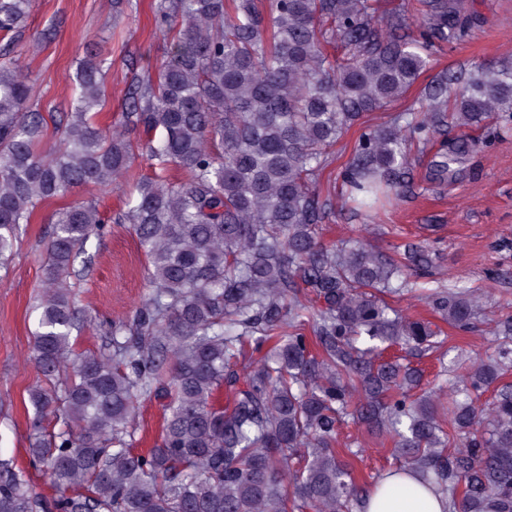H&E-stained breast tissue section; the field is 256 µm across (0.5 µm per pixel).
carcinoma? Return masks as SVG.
Segmentation results:
<instances>
[{
	"label": "carcinoma",
	"instance_id": "obj_1",
	"mask_svg": "<svg viewBox=\"0 0 512 512\" xmlns=\"http://www.w3.org/2000/svg\"><path fill=\"white\" fill-rule=\"evenodd\" d=\"M31 0H0V33L17 37ZM418 32L385 23L382 0H177L161 10L171 53L129 92L119 128L95 117L104 62L80 65L60 145L39 150L44 118L28 110L18 60L0 65V265L37 205L94 184L110 187L141 148L174 164L176 184L140 182L115 217L135 235L148 295L129 322L112 323L98 353H73L78 329L69 271L101 230L91 202L59 210L35 301V361L48 386L29 390L34 463L58 495L35 493L0 458V512H353L361 498L332 444L342 418L393 441L397 469L435 484L455 512H512V348L476 357L449 396L451 429L419 397V369L379 348L424 353L440 328L377 293H400L430 266L410 245L396 260L360 241L328 247L318 226L336 200L317 188L330 151L364 114L405 98L436 46L474 24L463 0H419ZM336 48V54L327 47ZM409 119L365 128L341 173L344 205L399 198L421 150L452 126V150L433 164L443 180L476 150L465 130L491 113L512 119V68L470 64L426 85ZM427 300L449 325L481 311L465 291ZM258 352L257 359L247 358ZM231 393L217 405L215 392ZM495 388L493 402L479 394ZM168 403L159 444L131 448L139 400ZM51 416L57 432L43 426Z\"/></svg>",
	"mask_w": 512,
	"mask_h": 512
}]
</instances>
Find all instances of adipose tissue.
Instances as JSON below:
<instances>
[{
	"mask_svg": "<svg viewBox=\"0 0 512 512\" xmlns=\"http://www.w3.org/2000/svg\"><path fill=\"white\" fill-rule=\"evenodd\" d=\"M446 495L433 486H422L406 471L385 475L361 504V512H450Z\"/></svg>",
	"mask_w": 512,
	"mask_h": 512,
	"instance_id": "obj_1",
	"label": "adipose tissue"
}]
</instances>
